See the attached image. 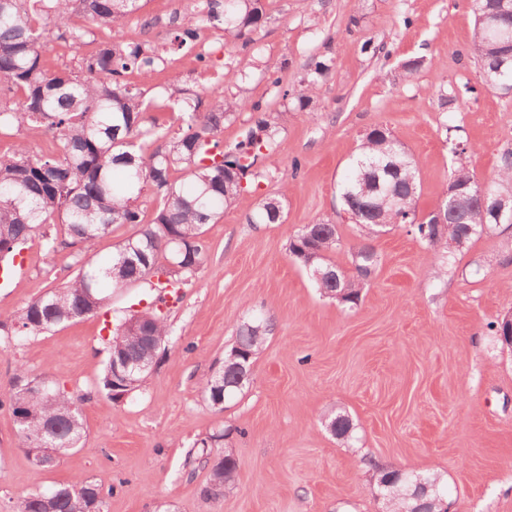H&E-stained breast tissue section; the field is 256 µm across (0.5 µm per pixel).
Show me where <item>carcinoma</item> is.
Instances as JSON below:
<instances>
[{
  "instance_id": "cac0c4a2",
  "label": "carcinoma",
  "mask_w": 512,
  "mask_h": 512,
  "mask_svg": "<svg viewBox=\"0 0 512 512\" xmlns=\"http://www.w3.org/2000/svg\"><path fill=\"white\" fill-rule=\"evenodd\" d=\"M141 9V0H0V94L17 99L16 109L0 110V131L23 127L43 128L52 133L54 149L32 157L24 145L10 156H0V265L4 273L14 267L20 247L36 239L46 254L70 249L78 273L59 288L39 295L23 307L0 315V344L17 346L27 336L51 331L65 323L94 316L104 309L112 293L133 284L156 279L154 287L173 292L188 284L206 262L208 245L204 228L212 224L236 198L252 185L260 173L254 170L258 157L273 148L278 134L277 117L269 106L251 104L241 96L212 100L202 107L200 94H189L173 86L168 100L180 112V128L162 134L149 121L153 101L129 81L143 79L164 63V58L142 42L107 38L95 52L82 58L80 71H52L44 55L47 39L58 32L61 39L81 40L83 30L69 26L79 14L91 25L112 30ZM501 9V0H473L475 27L470 53L478 73L494 82L512 84V67L498 75L499 58L512 52V39L504 42L483 23L486 14ZM263 0H200L198 10L183 19L170 40L173 52L192 50L203 25L219 26L224 36L250 49L254 35L266 23ZM334 58L312 55L300 78V89L284 91L299 109L313 106L321 82L330 73ZM252 112V124L243 140L232 147H219L216 137L224 121L238 110ZM182 170L184 180L173 173ZM450 185L461 189L454 204L443 202L421 222L413 218L419 181L412 155L384 128H374L361 138L358 154L350 162V173L341 187L344 211L364 236L379 233L382 224H409L432 252V262L442 263L448 250L441 249L438 234L449 239L461 233L468 238L485 234L482 225L492 224L489 205L476 194L477 180L466 166L454 170ZM512 186V151L503 153L490 191ZM152 190L158 207L149 222L138 205L146 190ZM278 198L264 199L250 217L253 224L282 221ZM114 224H130L135 233L104 260L87 256L95 240ZM295 232L289 256L303 268L325 273L312 277L326 296H341L353 306L360 300L364 281L376 270L379 256L371 246L353 254L355 275L350 276L329 260L340 245L335 220L319 219L310 228ZM268 321L257 317L242 323L235 345L249 357L247 365L262 349ZM169 336L167 316L155 299L142 310L119 318L108 340V358L100 381L103 391L120 400L142 386L148 371L133 373V384L125 387L112 378V358L133 365L157 362L161 346L157 339ZM29 375L20 365L6 396L13 415H23L18 436L27 453L36 448H54L56 454L42 459L50 468L57 453L75 448L85 433L80 399L44 375L49 391L28 388ZM249 380L227 370L224 381L212 374L201 389L211 406L223 408L224 399L243 390ZM330 430L349 436L352 423L342 414L333 415ZM224 440L217 431L194 443L196 454L211 464L206 497L224 494L232 482L236 461L227 451L213 453ZM415 471L376 467L371 480L389 493L390 512H408L417 505L412 483ZM99 487L76 479L17 500L13 512H105Z\"/></svg>"
}]
</instances>
